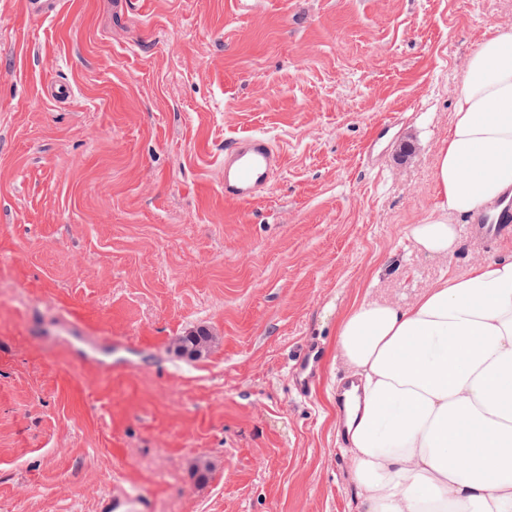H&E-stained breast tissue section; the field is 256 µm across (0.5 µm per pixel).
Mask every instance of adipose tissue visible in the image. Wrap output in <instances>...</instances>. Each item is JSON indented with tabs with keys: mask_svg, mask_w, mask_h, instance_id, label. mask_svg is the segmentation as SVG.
Here are the masks:
<instances>
[{
	"mask_svg": "<svg viewBox=\"0 0 512 512\" xmlns=\"http://www.w3.org/2000/svg\"><path fill=\"white\" fill-rule=\"evenodd\" d=\"M434 184L410 236L446 258L455 217L512 190V25L490 26L466 60ZM336 358L360 390L344 426L362 512H512V252L405 307L363 299Z\"/></svg>",
	"mask_w": 512,
	"mask_h": 512,
	"instance_id": "1",
	"label": "adipose tissue"
}]
</instances>
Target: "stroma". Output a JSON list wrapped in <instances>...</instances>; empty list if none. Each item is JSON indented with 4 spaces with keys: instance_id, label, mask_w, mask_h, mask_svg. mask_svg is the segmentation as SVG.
<instances>
[{
    "instance_id": "obj_1",
    "label": "stroma",
    "mask_w": 512,
    "mask_h": 512,
    "mask_svg": "<svg viewBox=\"0 0 512 512\" xmlns=\"http://www.w3.org/2000/svg\"><path fill=\"white\" fill-rule=\"evenodd\" d=\"M249 3L0 0V512H101L117 488L133 512H359L338 321L512 251L468 216L449 258L409 237L512 0ZM248 133L283 170L228 202L224 145ZM200 325L212 351L179 356Z\"/></svg>"
}]
</instances>
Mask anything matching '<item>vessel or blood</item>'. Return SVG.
Listing matches in <instances>:
<instances>
[{"mask_svg":"<svg viewBox=\"0 0 512 512\" xmlns=\"http://www.w3.org/2000/svg\"><path fill=\"white\" fill-rule=\"evenodd\" d=\"M283 164L280 149L265 135L235 138L224 146V199L247 202L257 198L272 184ZM471 231L493 241L512 234V207H504L493 222L476 220Z\"/></svg>","mask_w":512,"mask_h":512,"instance_id":"obj_1","label":"vessel or blood"}]
</instances>
